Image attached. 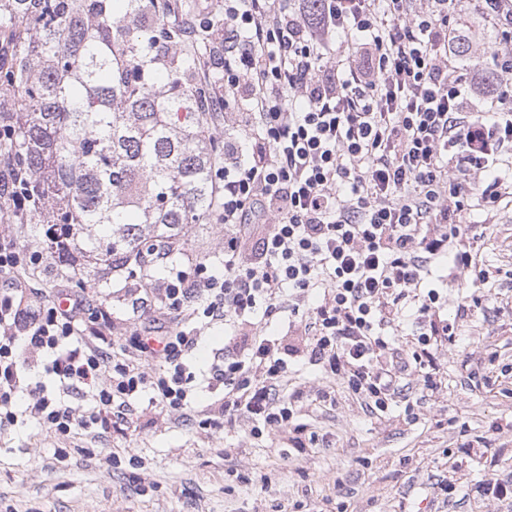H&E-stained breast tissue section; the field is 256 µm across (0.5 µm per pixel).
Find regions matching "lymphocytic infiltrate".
Instances as JSON below:
<instances>
[{
  "instance_id": "1",
  "label": "lymphocytic infiltrate",
  "mask_w": 512,
  "mask_h": 512,
  "mask_svg": "<svg viewBox=\"0 0 512 512\" xmlns=\"http://www.w3.org/2000/svg\"><path fill=\"white\" fill-rule=\"evenodd\" d=\"M456 2L323 0L313 20L309 0H224L223 271L201 261L158 279L142 267L152 297L139 304L158 314L129 351L112 342L110 307L87 329L84 295L65 289L64 310L39 302L27 280L44 270L42 251L0 242V430L31 419L59 436L88 431L146 392L183 419L203 383L221 391L225 416L247 415L258 437L289 431L302 451L319 437L297 420L302 390L281 387L299 361L380 419L411 398L415 374L437 391L441 353L456 356L463 320L492 301L466 216L512 201V178L496 173L512 155V53L496 55L493 98L452 74ZM440 262L475 287L452 315L430 285ZM259 311L287 313L285 336L261 334ZM206 321L229 336L199 377L184 357ZM39 356L92 406L31 382Z\"/></svg>"
}]
</instances>
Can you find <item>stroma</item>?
<instances>
[{"instance_id":"stroma-1","label":"stroma","mask_w":512,"mask_h":512,"mask_svg":"<svg viewBox=\"0 0 512 512\" xmlns=\"http://www.w3.org/2000/svg\"><path fill=\"white\" fill-rule=\"evenodd\" d=\"M457 12L458 35L477 29L481 37L451 63L484 78L494 67L496 33L476 27L465 0ZM467 222L484 231L494 300L463 324L458 358L444 361L440 389L413 412L398 402L380 420L341 392L335 405L311 402L323 372L307 367L294 381L307 394L299 420L329 434L331 444L301 453L288 433L253 436L246 418L205 428L195 417L170 420L144 397L124 432L109 426L61 437L19 423L0 432V512H252L277 503L284 512H337L342 503L351 512H512V503L490 504L478 493L490 477H512V204ZM203 257L224 258V227L212 218L189 227L170 265L186 270ZM143 286L141 277L109 270L85 286L89 311L111 305L116 342H130L149 323L150 313L131 310ZM467 358L482 362L496 384L471 381ZM475 436L499 448L496 463L462 453ZM115 448L122 454L114 465L107 458ZM448 477L449 494L439 488Z\"/></svg>"}]
</instances>
